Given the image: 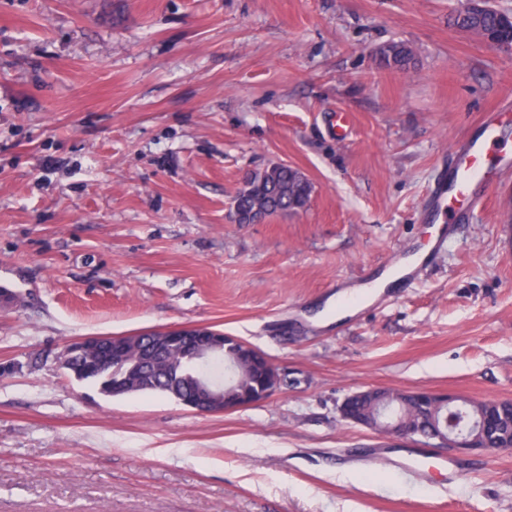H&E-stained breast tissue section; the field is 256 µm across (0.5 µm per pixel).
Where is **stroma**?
I'll list each match as a JSON object with an SVG mask.
<instances>
[{"mask_svg":"<svg viewBox=\"0 0 512 512\" xmlns=\"http://www.w3.org/2000/svg\"><path fill=\"white\" fill-rule=\"evenodd\" d=\"M458 0H0V512H512V449L452 455L345 421L367 387L512 400V168L410 288L358 310L422 203L500 114L512 51ZM405 44L406 69L380 48ZM274 164L304 209L235 221ZM208 326L265 353L272 397L202 415L109 397L84 336Z\"/></svg>","mask_w":512,"mask_h":512,"instance_id":"1","label":"stroma"}]
</instances>
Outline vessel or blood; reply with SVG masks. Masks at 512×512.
Listing matches in <instances>:
<instances>
[{"label":"vessel or blood","instance_id":"vessel-or-blood-1","mask_svg":"<svg viewBox=\"0 0 512 512\" xmlns=\"http://www.w3.org/2000/svg\"><path fill=\"white\" fill-rule=\"evenodd\" d=\"M493 152L511 153L512 145L502 139L497 124L489 120L479 137L455 149V162L450 169L440 173L425 200V212L442 215L452 230L468 222L480 202L485 163ZM435 255V250L431 249L409 262L400 257L393 267L401 280L408 282L414 279L417 268L429 264Z\"/></svg>","mask_w":512,"mask_h":512}]
</instances>
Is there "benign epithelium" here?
<instances>
[{"label": "benign epithelium", "instance_id": "7a95c632", "mask_svg": "<svg viewBox=\"0 0 512 512\" xmlns=\"http://www.w3.org/2000/svg\"><path fill=\"white\" fill-rule=\"evenodd\" d=\"M237 346L243 348L247 357L265 362L263 389L252 402L264 400L280 389L283 383L281 374L265 355L231 336L204 326L169 327L116 336H87L68 343L60 352L57 362L60 368L79 381L93 369L113 367L118 372L110 385L112 396L115 397L156 386L155 373L167 364L174 349L202 368L212 359ZM197 380L196 392L193 398L183 402L184 406L200 414H222L238 409L237 404L224 400V385L214 384L203 371ZM410 395L421 407L433 412L451 409L461 403V396L455 393L423 390L412 391ZM356 424L387 436L418 438L414 427L401 421L388 406L378 411L377 420L361 419ZM430 446L451 453L490 451V448L478 443L475 427L465 434L448 429L431 439Z\"/></svg>", "mask_w": 512, "mask_h": 512}]
</instances>
